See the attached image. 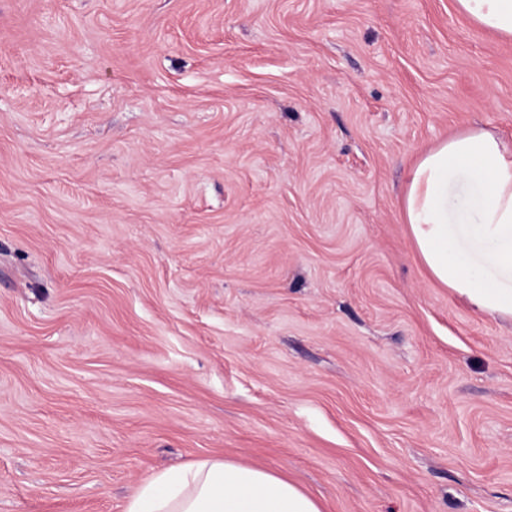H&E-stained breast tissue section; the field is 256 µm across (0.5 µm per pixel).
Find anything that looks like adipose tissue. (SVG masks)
Masks as SVG:
<instances>
[{
	"instance_id": "1",
	"label": "adipose tissue",
	"mask_w": 512,
	"mask_h": 512,
	"mask_svg": "<svg viewBox=\"0 0 512 512\" xmlns=\"http://www.w3.org/2000/svg\"><path fill=\"white\" fill-rule=\"evenodd\" d=\"M475 25L512 39V0H456ZM404 217L417 254L474 311L512 321V141L474 127L411 168ZM125 512H321L268 468L206 458L143 482Z\"/></svg>"
}]
</instances>
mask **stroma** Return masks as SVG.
<instances>
[{
  "label": "stroma",
  "instance_id": "1",
  "mask_svg": "<svg viewBox=\"0 0 512 512\" xmlns=\"http://www.w3.org/2000/svg\"><path fill=\"white\" fill-rule=\"evenodd\" d=\"M475 126L512 139V40L455 0H0V512L205 458L512 512V323L402 215Z\"/></svg>",
  "mask_w": 512,
  "mask_h": 512
}]
</instances>
